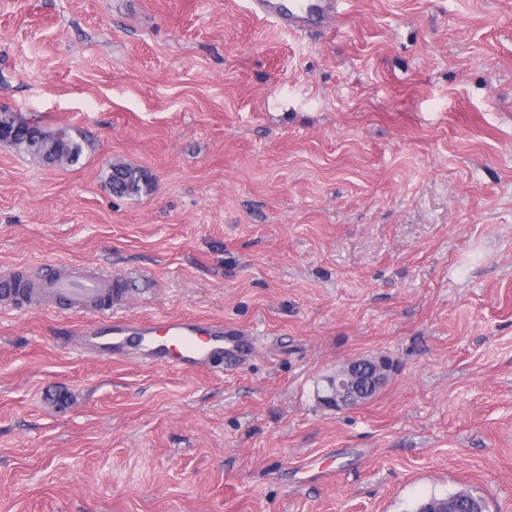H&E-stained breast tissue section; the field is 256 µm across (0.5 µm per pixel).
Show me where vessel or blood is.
I'll return each instance as SVG.
<instances>
[{
    "label": "vessel or blood",
    "instance_id": "vessel-or-blood-1",
    "mask_svg": "<svg viewBox=\"0 0 512 512\" xmlns=\"http://www.w3.org/2000/svg\"><path fill=\"white\" fill-rule=\"evenodd\" d=\"M340 0H247L248 10L258 19L282 29L307 33L328 31L339 14ZM17 269L0 268V307L18 311L37 310L46 297H60L66 310L86 315L84 336H111L113 354L136 351L148 364L175 369L208 368L214 359L247 360L254 342L247 331L217 325L194 316L163 317L137 323L109 314L91 318L93 299L106 293L120 295L111 276L99 270L68 268L49 277H34L27 298L14 295L11 283Z\"/></svg>",
    "mask_w": 512,
    "mask_h": 512
}]
</instances>
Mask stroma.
<instances>
[{
	"mask_svg": "<svg viewBox=\"0 0 512 512\" xmlns=\"http://www.w3.org/2000/svg\"><path fill=\"white\" fill-rule=\"evenodd\" d=\"M0 267L103 268L131 321L251 331L243 364L100 357L63 306L0 309V512H512V0H0ZM143 170L112 195L110 165ZM393 369L324 406L359 357ZM248 10L258 19L282 29L307 33L326 32L339 14L341 0H247ZM390 370V363L383 357L351 361L328 380V392L322 399L323 403L336 410L357 406L364 402L365 393L374 384H384Z\"/></svg>",
	"mask_w": 512,
	"mask_h": 512,
	"instance_id": "35a3bbf8",
	"label": "stroma"
}]
</instances>
